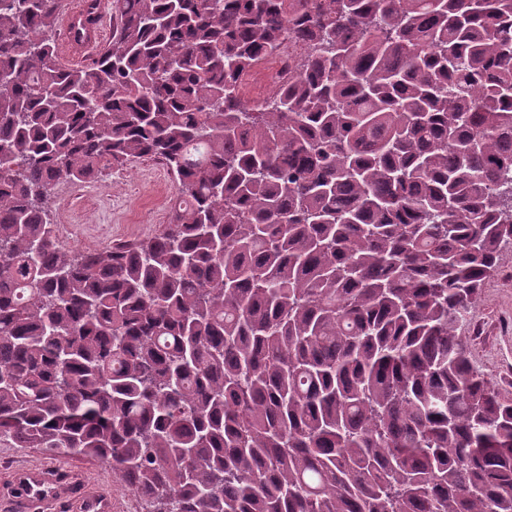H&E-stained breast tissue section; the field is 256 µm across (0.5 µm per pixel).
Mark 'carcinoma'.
I'll list each match as a JSON object with an SVG mask.
<instances>
[{
  "label": "carcinoma",
  "instance_id": "carcinoma-1",
  "mask_svg": "<svg viewBox=\"0 0 512 512\" xmlns=\"http://www.w3.org/2000/svg\"><path fill=\"white\" fill-rule=\"evenodd\" d=\"M61 14L0 0V442L147 512H512L458 333L512 245V0H113L81 67ZM137 159L167 224L61 248L56 183ZM298 51V47L290 42H284L276 56L268 58L261 65L253 69L250 75V83L253 86V83L256 85H260L268 80L269 77L274 79V81L278 83H282L288 80L289 68L292 63V59L296 55ZM271 58H275L278 61V66L271 68L268 66L269 60Z\"/></svg>",
  "mask_w": 512,
  "mask_h": 512
}]
</instances>
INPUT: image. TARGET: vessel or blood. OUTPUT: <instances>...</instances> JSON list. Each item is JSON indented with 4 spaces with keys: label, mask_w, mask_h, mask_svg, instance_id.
<instances>
[{
    "label": "vessel or blood",
    "mask_w": 512,
    "mask_h": 512,
    "mask_svg": "<svg viewBox=\"0 0 512 512\" xmlns=\"http://www.w3.org/2000/svg\"><path fill=\"white\" fill-rule=\"evenodd\" d=\"M64 61H82L94 55L110 32L105 14L85 25L80 0H72L61 18ZM17 512H40L48 504L66 501L71 512H112V501L94 493H75L62 486L45 468L22 469L13 480Z\"/></svg>",
    "instance_id": "1"
}]
</instances>
